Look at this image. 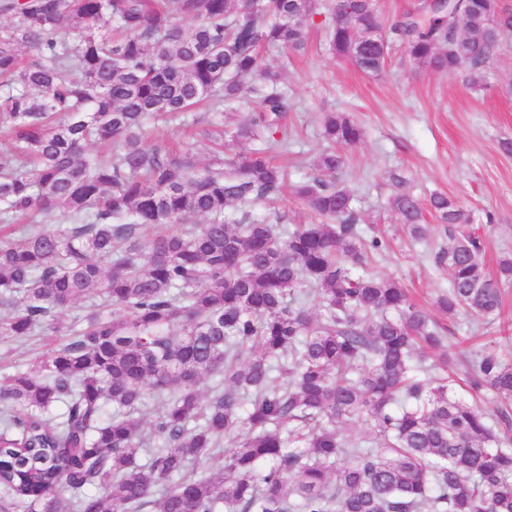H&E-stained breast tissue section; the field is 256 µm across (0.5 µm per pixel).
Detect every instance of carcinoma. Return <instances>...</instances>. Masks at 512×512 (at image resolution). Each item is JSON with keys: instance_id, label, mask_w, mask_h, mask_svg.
Returning <instances> with one entry per match:
<instances>
[{"instance_id": "1", "label": "carcinoma", "mask_w": 512, "mask_h": 512, "mask_svg": "<svg viewBox=\"0 0 512 512\" xmlns=\"http://www.w3.org/2000/svg\"><path fill=\"white\" fill-rule=\"evenodd\" d=\"M0 15V345L62 337L37 371L0 374V512H512V411L490 419L415 364L428 350L447 364L442 337L368 270L384 241L360 231L340 152L361 127L324 113L295 187L320 221L280 232L252 215L285 188L263 149L226 148L219 130L203 164L193 141L146 144L148 120L245 94L231 140L286 135L284 68L262 51L302 49L318 17L329 53L365 73L398 45L481 86L512 4L421 0L389 20L377 0H0ZM391 180L413 240L427 212L448 225L438 307L499 316L512 254L490 275L471 212ZM50 210L67 223L37 227ZM467 384L511 402L512 360L474 351ZM350 420L366 442L347 438Z\"/></svg>"}]
</instances>
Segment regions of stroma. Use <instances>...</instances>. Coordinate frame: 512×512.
Here are the masks:
<instances>
[{
	"mask_svg": "<svg viewBox=\"0 0 512 512\" xmlns=\"http://www.w3.org/2000/svg\"><path fill=\"white\" fill-rule=\"evenodd\" d=\"M308 36L306 47L291 53L284 73L289 135L269 139L268 155L287 164L290 182L304 180L312 169L322 113H347L363 130L361 141L346 150L347 184L366 222L387 240L374 271L408 289L437 322L447 345L493 341L512 357V342L502 335L506 322H512V286L504 290L505 310L494 323L448 319L436 304L448 288V269L436 261L448 245L443 225L427 217L428 240L415 242L389 204L395 172L418 199L443 193L471 211L485 240L489 272H496L500 256L512 253V153L501 147L512 140V56L496 60L484 86L476 89L466 69L434 73L415 67L398 51L379 74L369 75L328 54L320 30L310 29Z\"/></svg>",
	"mask_w": 512,
	"mask_h": 512,
	"instance_id": "35a3bbf8",
	"label": "stroma"
}]
</instances>
